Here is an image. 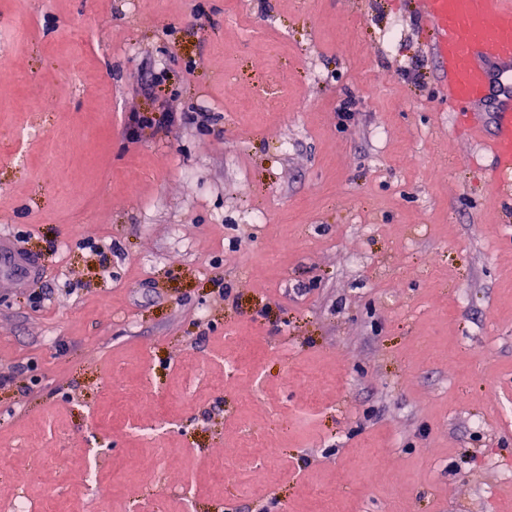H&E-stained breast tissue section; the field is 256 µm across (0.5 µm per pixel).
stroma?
I'll use <instances>...</instances> for the list:
<instances>
[{
    "instance_id": "1",
    "label": "stroma",
    "mask_w": 512,
    "mask_h": 512,
    "mask_svg": "<svg viewBox=\"0 0 512 512\" xmlns=\"http://www.w3.org/2000/svg\"><path fill=\"white\" fill-rule=\"evenodd\" d=\"M426 43L418 0H0L41 268L0 275V512H512V201ZM128 120L129 125L132 127H153L159 129L171 125L175 120V115L167 112L165 109L160 112H134L129 116Z\"/></svg>"
}]
</instances>
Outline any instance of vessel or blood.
Wrapping results in <instances>:
<instances>
[{
    "instance_id": "1",
    "label": "vessel or blood",
    "mask_w": 512,
    "mask_h": 512,
    "mask_svg": "<svg viewBox=\"0 0 512 512\" xmlns=\"http://www.w3.org/2000/svg\"><path fill=\"white\" fill-rule=\"evenodd\" d=\"M432 32L441 90L454 105V126L493 162L495 190L512 188V0H420ZM16 286L38 273L37 262L0 236V267Z\"/></svg>"
}]
</instances>
